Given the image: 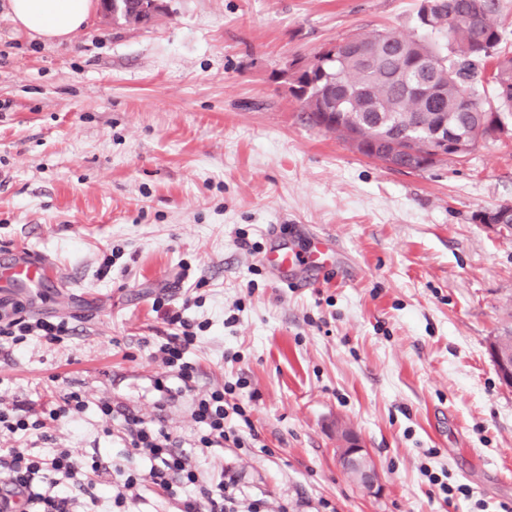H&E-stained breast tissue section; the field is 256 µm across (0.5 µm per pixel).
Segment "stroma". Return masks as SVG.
<instances>
[{"label": "stroma", "mask_w": 512, "mask_h": 512, "mask_svg": "<svg viewBox=\"0 0 512 512\" xmlns=\"http://www.w3.org/2000/svg\"><path fill=\"white\" fill-rule=\"evenodd\" d=\"M0 0V262L48 257L60 285L13 293L76 334L0 352V399L82 391L55 446L123 450L98 398L138 410L188 447L194 394L244 379L260 448H215L247 493L299 512H501L512 507V388L488 344L512 327V234L473 221L512 206V126L463 158L406 172L315 127L284 73L350 34L413 33L421 0H164L146 27L93 7L62 43L18 30ZM325 234L336 264L299 288L263 262ZM189 319L193 392L160 403L159 293ZM371 454L378 493L336 463L342 431ZM438 484H431L430 476ZM466 486L447 496L441 483Z\"/></svg>", "instance_id": "obj_1"}]
</instances>
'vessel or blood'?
<instances>
[{
    "label": "vessel or blood",
    "instance_id": "1",
    "mask_svg": "<svg viewBox=\"0 0 512 512\" xmlns=\"http://www.w3.org/2000/svg\"><path fill=\"white\" fill-rule=\"evenodd\" d=\"M331 240L320 235L310 236L304 250L277 245L265 254L264 262L284 281L299 278L300 274H320L336 258ZM58 271L49 261L20 252L0 264V288L8 291H37L56 280Z\"/></svg>",
    "mask_w": 512,
    "mask_h": 512
}]
</instances>
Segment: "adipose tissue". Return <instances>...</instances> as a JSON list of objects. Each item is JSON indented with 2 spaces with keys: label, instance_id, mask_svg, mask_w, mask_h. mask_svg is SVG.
Masks as SVG:
<instances>
[{
  "label": "adipose tissue",
  "instance_id": "ef3b65f1",
  "mask_svg": "<svg viewBox=\"0 0 512 512\" xmlns=\"http://www.w3.org/2000/svg\"><path fill=\"white\" fill-rule=\"evenodd\" d=\"M92 0H9L8 13L18 29L45 42H63L83 29Z\"/></svg>",
  "mask_w": 512,
  "mask_h": 512
}]
</instances>
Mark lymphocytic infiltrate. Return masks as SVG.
Masks as SVG:
<instances>
[{
	"mask_svg": "<svg viewBox=\"0 0 512 512\" xmlns=\"http://www.w3.org/2000/svg\"><path fill=\"white\" fill-rule=\"evenodd\" d=\"M153 305L172 328L158 349L164 370L154 381L161 400L166 401L175 396L171 379L187 386L197 373L187 356L198 336L193 324L171 308L165 297H156ZM73 334L69 320L28 314L20 303L0 312V341L15 346L30 336L60 344ZM235 394V385L225 384L195 395L191 417L200 432L190 449L179 447L163 427L138 412L111 398H99V415L121 423L125 454L105 467L71 448L56 449L48 456L29 448H0V512H83L78 498L82 492L89 494L94 512H125L128 499L147 481L159 496L174 502L178 512H268L266 500L242 496L234 473L226 470L218 480H208L196 464L198 451L247 447L240 425L249 422L250 416ZM88 405L78 391L66 392L40 410L0 402V437L45 435L49 423L76 418ZM144 462L149 463V472H141Z\"/></svg>",
	"mask_w": 512,
	"mask_h": 512,
	"instance_id": "f902f5d3",
	"label": "lymphocytic infiltrate"
}]
</instances>
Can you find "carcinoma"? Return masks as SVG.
Here are the masks:
<instances>
[{
    "mask_svg": "<svg viewBox=\"0 0 512 512\" xmlns=\"http://www.w3.org/2000/svg\"><path fill=\"white\" fill-rule=\"evenodd\" d=\"M430 4V34L402 37L390 31L348 36L336 42L335 57L297 68L288 91L307 114L329 112L325 127L344 141L357 134L398 157L404 149L431 142L440 124L448 136H468L471 148L493 139L512 115V53L501 51L503 32L497 0H423ZM142 0H112L114 22L140 26ZM491 67L499 106L479 99V69Z\"/></svg>",
    "mask_w": 512,
    "mask_h": 512,
    "instance_id": "cac0c4a2",
    "label": "carcinoma"
}]
</instances>
